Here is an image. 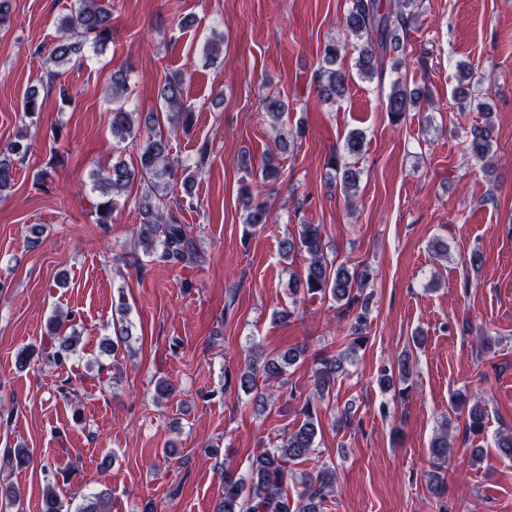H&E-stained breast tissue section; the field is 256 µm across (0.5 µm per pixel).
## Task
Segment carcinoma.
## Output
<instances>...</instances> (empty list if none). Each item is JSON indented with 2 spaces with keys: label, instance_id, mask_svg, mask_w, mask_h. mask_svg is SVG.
<instances>
[{
  "label": "carcinoma",
  "instance_id": "obj_1",
  "mask_svg": "<svg viewBox=\"0 0 512 512\" xmlns=\"http://www.w3.org/2000/svg\"><path fill=\"white\" fill-rule=\"evenodd\" d=\"M415 7L417 0H395L392 8L383 7L381 0H349L344 25L361 41L357 47L356 66L364 79L380 80L385 77L387 70L401 67L402 58H394L392 54L402 50L400 33L406 31L415 16ZM59 31L57 42L47 55V60L55 66L50 71L55 80L61 75L60 68L71 63L75 65L85 58V49L90 48L100 53L107 49L112 40V11L102 0H76V6L61 19ZM344 50V45L334 40L327 42L323 49L316 83L320 96L328 103L341 100L347 92L348 75L336 67V61ZM183 82L184 76L181 74L164 79L159 95L169 129L154 133L140 146L137 167L131 168L123 162H117L106 173H97L94 178V189L101 195V201L93 207L97 224L111 223L118 197L126 192L135 177L148 180L147 189L138 201L139 224L134 233L146 253L156 254L159 259L170 263L193 258L197 252L194 240L185 225L180 223L167 192L175 172L170 159L168 136L179 127L186 128L194 117L192 107L182 99ZM479 85L480 77L472 68L467 67L460 75L456 95L460 99H467ZM109 95L114 104L110 113L112 138L119 143L135 138L134 111L125 107L129 95L128 78L121 68L111 74ZM424 100L425 95L421 90L396 80L386 96L385 109L392 123L397 124ZM264 110L277 123L288 107L282 99L267 97L264 99ZM23 112L29 118L42 112L37 89L33 88L26 94ZM493 133V124L488 115L483 124L471 128L470 148L477 160L484 162L490 156ZM364 147V135L353 131L345 139L343 153L356 158L362 155ZM29 150V144L19 138L0 146V196L7 195L11 190L16 163L23 162ZM328 166L335 171L336 180L343 191L349 196L355 195L361 171L336 155L329 158ZM260 175L264 181L280 177L279 166L273 156L262 159ZM243 205L246 226L254 229L270 223L269 209L263 203H257L249 196ZM279 249L285 256L295 252L307 256L303 292L307 295L319 293L329 296L338 303L337 316L348 324L346 348L322 358L315 369L314 396L322 400L330 395L336 375L344 370L349 355L366 340L364 333L371 296L364 293V288L370 274L366 269L352 273L344 265L329 259L322 229L318 224L299 225L298 234L282 240ZM66 322L68 318L58 315L49 321V336L54 346L50 357L57 366L69 359L77 343L76 332L68 330ZM130 340L129 330L117 326L114 328V336L103 338L101 347L103 352L114 356L123 348L130 349ZM302 355L301 348L272 355L263 361L258 354L249 355L243 371L237 374L239 387L246 393L254 394L253 402L258 410H266L275 391L258 390V382L267 386L273 382L285 384L286 368L295 365ZM300 415L301 424L295 430L284 433L279 447L264 448L255 455L249 477L224 471V495L217 512H317L316 506L323 502L327 493L334 490L336 469L327 463L322 464L303 491L295 496L288 494V465L309 458L315 448L319 430L317 412L311 399L305 400ZM484 424L485 411L477 403L468 413L467 428L479 433ZM449 450L448 430L444 429L432 441L430 448L439 467L447 463ZM109 500L110 494L107 492L85 496L75 512H110ZM63 507L54 488L47 487L42 512H63Z\"/></svg>",
  "mask_w": 512,
  "mask_h": 512
}]
</instances>
